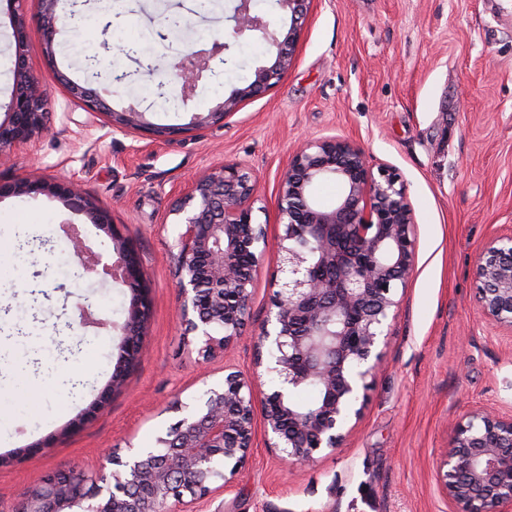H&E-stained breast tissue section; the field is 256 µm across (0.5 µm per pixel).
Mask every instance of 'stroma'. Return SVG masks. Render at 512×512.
Instances as JSON below:
<instances>
[{
	"label": "stroma",
	"mask_w": 512,
	"mask_h": 512,
	"mask_svg": "<svg viewBox=\"0 0 512 512\" xmlns=\"http://www.w3.org/2000/svg\"><path fill=\"white\" fill-rule=\"evenodd\" d=\"M239 0L201 11L196 0H114L111 19L87 31L60 28L57 65L91 82V54L124 73L111 108L139 102L150 121L188 123L216 108L274 56L261 41L231 43L223 71L202 80L177 111L162 113L150 74L181 51L174 29L224 36ZM15 43L0 0V120L11 99ZM49 131L0 155V512H14L34 477L97 471L105 452L152 448L225 367L273 386L256 340L279 276L276 208L281 173L306 140L357 143L372 166L395 168L416 218L415 269L370 380L361 415L336 450L289 465L256 429L253 452L226 490L196 512H453L438 461L452 423L467 412L512 413V337L475 305L474 260L489 237L512 234V0H312L294 62L281 82L224 123L168 139L116 131L65 88L47 82ZM38 162L71 179L109 211L146 273L147 337L134 371L91 420L82 414L111 382L130 294L121 283L78 275L64 229L76 225L102 259L112 241L87 217L46 195L8 187ZM239 163L259 184L253 220L268 252L252 286L243 334L210 358L178 317L176 218L170 208L192 180ZM91 303L96 323L71 328Z\"/></svg>",
	"instance_id": "1"
}]
</instances>
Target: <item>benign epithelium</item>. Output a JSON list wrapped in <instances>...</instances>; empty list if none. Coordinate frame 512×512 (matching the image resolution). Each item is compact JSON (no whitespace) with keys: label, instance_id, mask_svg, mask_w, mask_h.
I'll return each instance as SVG.
<instances>
[{"label":"benign epithelium","instance_id":"benign-epithelium-1","mask_svg":"<svg viewBox=\"0 0 512 512\" xmlns=\"http://www.w3.org/2000/svg\"><path fill=\"white\" fill-rule=\"evenodd\" d=\"M14 15V92L0 120V153L29 145L46 126V77L64 82L69 94L92 111H104L112 127L144 130L163 138L224 122L239 103L274 87L288 70L311 0H277L288 14L287 31L255 14L251 0H239L231 35L260 38L275 52L269 66L255 70L214 110L194 114L185 126L164 127L131 103L116 110L106 98L125 75L91 59L99 90H90L60 72L54 34L66 17L58 0H39L47 72L32 70L25 53L21 17ZM228 44L191 43L163 58L179 86L182 103L198 83L228 63ZM334 181L336 203L322 205L317 184ZM15 194H46L83 212L112 241L118 259L100 264L85 241L67 233L69 249L88 273L102 266L131 293L122 330L139 341H122L115 371L138 355L149 311L145 274L133 250L112 225L110 214L75 184L50 181L33 171L10 187ZM258 184L238 163H226L191 181L174 204L181 227L177 279L185 331L201 337L202 350L227 348L250 318L253 275L265 255V229L252 222ZM283 226L278 259L283 278L262 325L257 349H266L267 370L279 376L278 389L257 399L253 382L239 371L207 388L194 405L176 402L184 416L159 437L158 447L131 449L126 459L107 456L95 474L73 469L38 477L25 493L21 512H192L193 501L231 486L253 450L256 412L263 418L267 447L291 465H308L335 450L349 421L359 417L361 392L382 361L398 289L406 288L415 261V216L408 188L390 166L370 165L364 150L346 139L307 142L291 157L277 195ZM474 275L476 303L483 318L512 335V235L491 237L479 251ZM315 383L319 397L308 410L289 395ZM441 491L455 512H512V414L474 410L457 419L439 465Z\"/></svg>","mask_w":512,"mask_h":512}]
</instances>
